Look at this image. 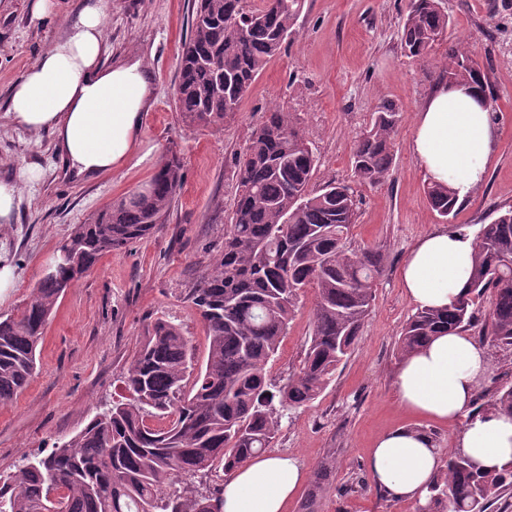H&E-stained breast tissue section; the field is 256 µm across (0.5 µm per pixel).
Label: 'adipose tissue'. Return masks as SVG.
<instances>
[{
	"mask_svg": "<svg viewBox=\"0 0 512 512\" xmlns=\"http://www.w3.org/2000/svg\"><path fill=\"white\" fill-rule=\"evenodd\" d=\"M109 0H80L65 33L15 84L7 115L17 128L50 132L64 167L83 177L124 168L138 152L143 120L155 100L154 75L137 53L106 62L104 23ZM477 86L438 80L417 115L411 150L427 181L464 200L483 181L497 132ZM474 243L439 230L416 241L401 270L416 307L445 308L468 291ZM488 366L484 349L462 332L429 340L402 361L400 405L443 421L463 420L455 449L481 468L512 467V416L473 414ZM443 460L426 435L407 429L383 434L369 458L372 482L389 496L425 502ZM305 480L293 457L263 453L240 465L224 483L222 512H285Z\"/></svg>",
	"mask_w": 512,
	"mask_h": 512,
	"instance_id": "1",
	"label": "adipose tissue"
}]
</instances>
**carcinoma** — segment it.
I'll return each instance as SVG.
<instances>
[{
  "mask_svg": "<svg viewBox=\"0 0 512 512\" xmlns=\"http://www.w3.org/2000/svg\"><path fill=\"white\" fill-rule=\"evenodd\" d=\"M174 102L183 120L213 126L238 111L257 75L280 54L293 32L302 0H194ZM443 0H408L402 42L407 56L428 57L447 31ZM478 85L496 112L487 81L470 51L448 45L437 78ZM403 113L385 103L357 137L353 171L363 183L382 184L393 163L392 134ZM310 142L279 106L255 129L237 161L238 197L214 255L193 289L205 323L206 360L198 362L180 329L158 319L120 376L127 395L100 406L76 434L52 451L0 476V512H219L222 490L210 488L217 471L230 476L276 438L285 412L312 404L332 382L360 335L385 259L377 249L347 246L357 216L348 186L317 192ZM184 181L177 155L164 159L147 194L132 193L74 227L61 249L77 264L44 277L15 314L0 316V405L28 385L36 350L62 294L114 250L153 235L165 223ZM442 218L456 214L445 186L427 188ZM468 294L442 309H416L399 338L404 356L432 336L466 330L478 318L474 299L492 302L482 335L512 347V207L481 225ZM315 289L313 328L298 368L278 385L266 367L276 355L296 303ZM512 416V385L479 411ZM335 449L317 466L302 504L314 512L329 494ZM512 489V470H483L454 452L429 487L418 512H487Z\"/></svg>",
  "mask_w": 512,
  "mask_h": 512,
  "instance_id": "cac0c4a2",
  "label": "carcinoma"
}]
</instances>
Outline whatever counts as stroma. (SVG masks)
Instances as JSON below:
<instances>
[{"mask_svg":"<svg viewBox=\"0 0 512 512\" xmlns=\"http://www.w3.org/2000/svg\"><path fill=\"white\" fill-rule=\"evenodd\" d=\"M109 2L108 60L140 52L153 71L156 95L144 120L146 158L84 180L59 165L49 133L15 128L6 116L13 86L63 33L77 0H59L42 22L31 20L30 0H0V178H20L31 164L41 169L38 181L23 186L11 223H0V264L13 272L10 285L0 288V315L24 303L75 225L146 185L168 151L181 157L185 180L156 234L103 256L59 299L28 386L0 406V475L48 454L119 392L117 379L154 319L178 325L196 356L206 357V328L190 293L208 259L224 247L237 155L267 110L279 105L291 112L319 159L311 190L332 182L351 187L358 212L348 243L381 250L386 268L349 357L312 406L283 418L271 450L295 456L309 474L335 450L334 489L318 501L317 512H414L413 502L388 497L373 484L368 464L374 442L407 428L448 449L461 429L457 422L408 412L396 397L400 332L415 311L401 268L421 236L446 225L429 206L428 183L411 151L415 118L435 82L436 63L449 44L464 42L494 93L498 138L484 182L446 226L476 235L497 210L512 207V0H446L448 30L424 62L407 57L402 47L407 0H302L287 45L257 76L238 111L217 127L186 124L173 103L194 0ZM385 102L403 120L393 135L389 176L371 187L354 178L352 152L356 136ZM313 308L309 291L267 367L272 382H285L298 366Z\"/></svg>","mask_w":512,"mask_h":512,"instance_id":"35a3bbf8","label":"stroma"}]
</instances>
